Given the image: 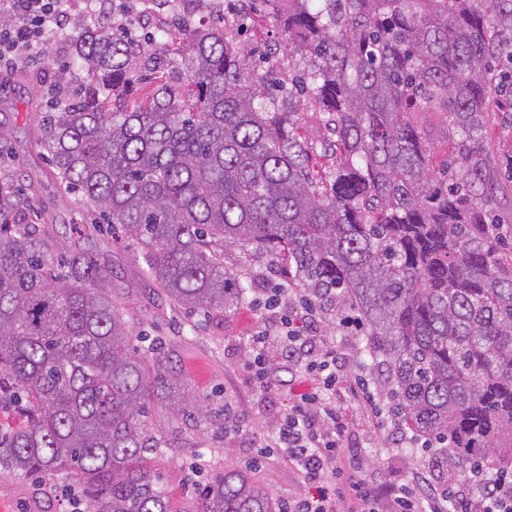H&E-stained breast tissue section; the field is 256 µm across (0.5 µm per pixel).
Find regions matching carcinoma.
I'll return each instance as SVG.
<instances>
[{
	"label": "carcinoma",
	"mask_w": 512,
	"mask_h": 512,
	"mask_svg": "<svg viewBox=\"0 0 512 512\" xmlns=\"http://www.w3.org/2000/svg\"><path fill=\"white\" fill-rule=\"evenodd\" d=\"M276 16L258 59L242 20ZM91 77L45 116L44 149L174 304L226 312L248 287L222 243L263 249L358 312L388 409L448 478L512 473V251L488 227L485 131L512 112V0H248L224 27L158 28L183 78L126 31L75 23ZM289 49L288 74L255 73ZM150 72L138 86L137 71ZM314 112L316 143L296 126ZM440 116L450 160L436 169ZM316 152L330 160L312 168ZM106 276L55 270L17 182L0 178V473H61L89 512H173L148 456L171 445L142 420L162 400L197 410L162 345L138 348ZM251 471L224 468L197 512H280Z\"/></svg>",
	"instance_id": "obj_1"
}]
</instances>
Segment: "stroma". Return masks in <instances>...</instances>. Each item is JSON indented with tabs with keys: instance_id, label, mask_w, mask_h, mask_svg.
Returning <instances> with one entry per match:
<instances>
[{
	"instance_id": "35a3bbf8",
	"label": "stroma",
	"mask_w": 512,
	"mask_h": 512,
	"mask_svg": "<svg viewBox=\"0 0 512 512\" xmlns=\"http://www.w3.org/2000/svg\"><path fill=\"white\" fill-rule=\"evenodd\" d=\"M98 11L97 0H91L87 10H72L68 16L71 23H90ZM71 23L46 41L32 65L0 70V176L19 177L55 257L80 252L97 262L124 307L133 334L163 344L186 392L202 407V414L173 421L157 404L149 418L152 427L174 438L173 446L151 461L169 491L173 510L196 512L199 494L214 473L227 466L246 469L258 452V440L272 437L280 418L312 383L293 374L288 385L260 388L247 365L246 340L261 327L274 326V316L246 302L224 313L173 305L143 276L137 246L117 234L99 232L81 195L58 189L42 146L43 118L53 98H73L88 82L86 72L70 61ZM486 141L496 157L489 203L493 230L512 246V167L506 162L512 155V119L491 121ZM224 269L228 276L248 277L256 297L270 286L274 264L269 255L228 245ZM339 315L336 307L326 306L318 334L336 347L348 379L368 382L370 359L362 351L361 333L340 325ZM228 401L237 410L240 428L227 435L216 423L223 419ZM336 404L345 414L346 444L358 453L360 476L366 482L397 490L409 485L416 471L431 470V454L416 448L413 440H401L375 385L368 382L362 395L339 392ZM66 486V479L58 477L37 480L0 474V512H71Z\"/></svg>"
}]
</instances>
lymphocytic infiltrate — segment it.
I'll return each mask as SVG.
<instances>
[{
  "label": "lymphocytic infiltrate",
  "instance_id": "lymphocytic-infiltrate-1",
  "mask_svg": "<svg viewBox=\"0 0 512 512\" xmlns=\"http://www.w3.org/2000/svg\"><path fill=\"white\" fill-rule=\"evenodd\" d=\"M13 16L0 26V65L32 61L48 28L63 25L64 12L57 0H0V15ZM322 302L318 295L305 296L299 308L285 315L274 330L250 336L249 367L260 387L271 386L274 370L267 354L276 347L295 371L309 376L314 386L284 416L273 439L266 441L261 457L272 456L288 463L306 486L301 495L287 499L286 512H337L336 472L340 463L358 470L357 454H343L347 425L333 396L340 383L336 352L316 349L311 329L319 321ZM391 512H505L507 504L497 491L477 493L471 480L451 486H428L424 496L402 489L392 495Z\"/></svg>",
  "mask_w": 512,
  "mask_h": 512
}]
</instances>
